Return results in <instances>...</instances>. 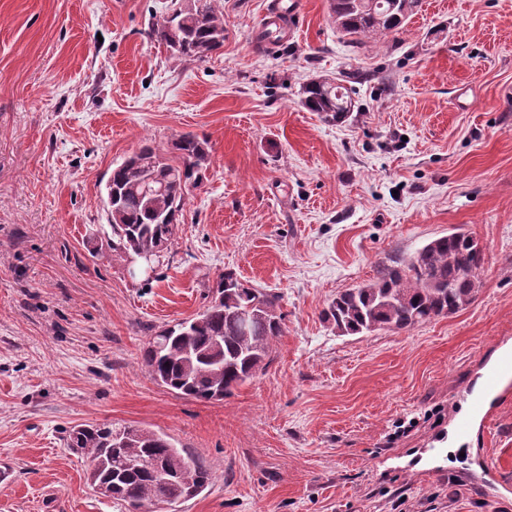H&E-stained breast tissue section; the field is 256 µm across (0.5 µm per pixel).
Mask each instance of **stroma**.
Segmentation results:
<instances>
[{
	"mask_svg": "<svg viewBox=\"0 0 512 512\" xmlns=\"http://www.w3.org/2000/svg\"><path fill=\"white\" fill-rule=\"evenodd\" d=\"M178 2L0 0V512H124L65 446L88 422L164 432L210 467L204 493L156 512H512V406L441 468L425 454L512 337V0H422L357 47L329 0H300L271 52L253 48L267 0H212L226 39L201 60L149 34ZM342 71L357 107L329 124L298 93ZM188 132L210 166L155 275L129 277L105 245V183ZM454 231L486 252L468 306L363 336L323 319ZM227 269L280 295L284 332L232 397H178L141 352Z\"/></svg>",
	"mask_w": 512,
	"mask_h": 512,
	"instance_id": "35a3bbf8",
	"label": "stroma"
}]
</instances>
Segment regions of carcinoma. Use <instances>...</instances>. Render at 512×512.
I'll return each instance as SVG.
<instances>
[{
  "instance_id": "1",
  "label": "carcinoma",
  "mask_w": 512,
  "mask_h": 512,
  "mask_svg": "<svg viewBox=\"0 0 512 512\" xmlns=\"http://www.w3.org/2000/svg\"><path fill=\"white\" fill-rule=\"evenodd\" d=\"M420 0H332L336 29L346 41L396 34ZM151 37L173 56L204 59L224 47V20L211 0L156 19ZM300 104L329 123H341L355 104L343 79L319 75L300 91ZM205 136L179 135L166 157L144 146L112 168L105 204L111 229L108 246L123 258L133 247L151 255L171 249L189 190L210 162ZM166 186L147 194L140 182ZM485 265V249L470 233L431 239L409 257L384 264L377 277L347 288L323 311L342 335L408 330L457 312L474 297ZM209 305L192 318L157 332L141 353V364L158 385L186 398L222 401L266 366L270 342L283 333L279 296L226 270L212 285ZM67 447L88 461L86 483L111 487L107 497L127 512H149L160 494L179 504L200 496L211 484L205 462L160 431L132 424L97 423L73 427Z\"/></svg>"
}]
</instances>
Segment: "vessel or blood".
<instances>
[{
    "label": "vessel or blood",
    "mask_w": 512,
    "mask_h": 512,
    "mask_svg": "<svg viewBox=\"0 0 512 512\" xmlns=\"http://www.w3.org/2000/svg\"><path fill=\"white\" fill-rule=\"evenodd\" d=\"M299 25L300 16L296 10L284 4L283 0H271L260 19L258 33L266 47L274 48L285 42V24ZM512 385V346L502 347L494 363L484 366L469 391L471 415L457 421L451 436L440 437L432 445V460H439L447 445H463L474 421L492 422V409L501 403L507 386Z\"/></svg>",
    "instance_id": "vessel-or-blood-1"
}]
</instances>
